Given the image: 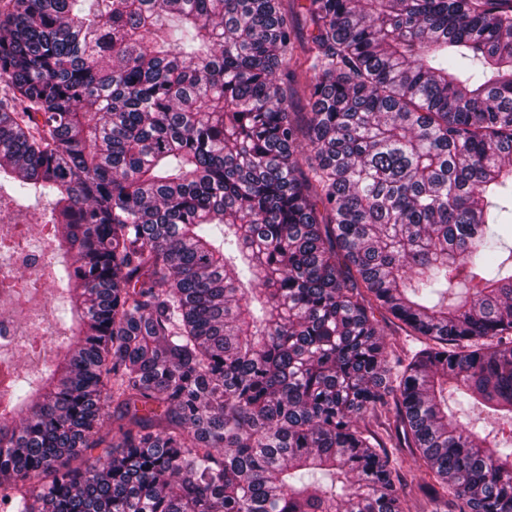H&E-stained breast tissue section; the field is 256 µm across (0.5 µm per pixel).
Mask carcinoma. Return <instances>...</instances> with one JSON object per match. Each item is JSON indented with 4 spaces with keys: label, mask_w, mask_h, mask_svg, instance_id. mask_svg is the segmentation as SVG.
Returning a JSON list of instances; mask_svg holds the SVG:
<instances>
[{
    "label": "carcinoma",
    "mask_w": 512,
    "mask_h": 512,
    "mask_svg": "<svg viewBox=\"0 0 512 512\" xmlns=\"http://www.w3.org/2000/svg\"><path fill=\"white\" fill-rule=\"evenodd\" d=\"M2 180L70 337L0 512H512V0H0ZM21 203L24 205L21 207V214L18 215L17 208L9 205V209H6L12 213L16 223L23 225H31L32 234L40 232V224H46L45 221L48 219L49 212L51 210L50 201L46 198L37 199L34 196L23 199ZM46 214V215H44ZM390 318L395 322H389L385 325L383 322V326L385 329L386 341L394 346V354L406 358V355H409L411 352L419 350L423 347L421 341L415 340L412 337L404 336V333L397 326V320H394L391 316ZM399 457L403 460L400 468L401 496L405 501L406 512H421L424 505V494L421 485L424 481L429 482L428 476L413 468V456L415 448H399Z\"/></svg>",
    "instance_id": "cac0c4a2"
}]
</instances>
